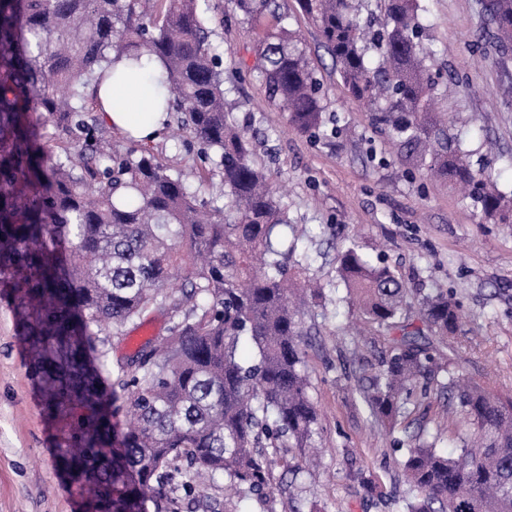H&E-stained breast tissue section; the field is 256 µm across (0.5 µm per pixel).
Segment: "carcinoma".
Segmentation results:
<instances>
[{
    "instance_id": "carcinoma-1",
    "label": "carcinoma",
    "mask_w": 512,
    "mask_h": 512,
    "mask_svg": "<svg viewBox=\"0 0 512 512\" xmlns=\"http://www.w3.org/2000/svg\"><path fill=\"white\" fill-rule=\"evenodd\" d=\"M368 30L363 0H296L314 21L353 98L379 120L412 167L464 187L485 220L512 224V191L473 167L437 111V84L421 38L419 0H379ZM260 29L257 77L268 101L297 130L324 125L326 90L306 48L288 27L286 0H230ZM500 48L512 46V0H486ZM221 24L208 0H0V283L9 285L43 409L61 423V463L87 488L90 512H145L149 495L174 481L198 487L222 478L236 489L272 485L288 469L283 448H309L317 423L304 360L303 317L323 286L306 275L290 220L226 112ZM380 60L373 64L369 51ZM155 56L170 92L167 110L198 146L216 153L227 204L205 208L187 180L148 151L112 150L95 87L112 62ZM51 127L57 152L46 150ZM348 299L392 339L362 399L374 422L393 431L409 405L443 376L448 403L473 426L457 455L418 437L407 449L411 494L404 512H512V399L490 395L438 346L459 330L453 294L419 299L421 325L398 321L410 289L387 264L348 247L337 252ZM152 311L169 315L107 382L98 333ZM253 361L238 354L242 341ZM130 416L115 428L120 411Z\"/></svg>"
}]
</instances>
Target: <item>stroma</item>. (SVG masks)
Segmentation results:
<instances>
[{"label": "stroma", "mask_w": 512, "mask_h": 512, "mask_svg": "<svg viewBox=\"0 0 512 512\" xmlns=\"http://www.w3.org/2000/svg\"><path fill=\"white\" fill-rule=\"evenodd\" d=\"M483 0H422L423 43L442 95L439 106L470 152L474 167L491 170L501 189L512 188V57L500 60L486 34ZM223 19L213 38L222 55L227 109L253 134V157L264 165L286 204L311 276L327 287L325 308L305 316L306 367L318 408L313 467H301L299 449L284 455L294 473L273 471L277 512H403L407 494L403 452L394 439L439 435V452L458 451L465 419L431 391L395 433L378 430L360 398L375 374L388 338L358 320L337 276L338 250L353 247L371 261L394 267L409 288L455 295L464 311L461 333L443 346L448 360L492 393L512 396V224H491L474 202L446 186L406 172L398 147L376 109L345 89L318 28L296 8L295 29L327 89L328 122L313 136L291 127L287 113L267 101L252 69L257 34L227 0H212ZM149 150L172 170L200 163L195 149L170 131ZM214 169V162H207ZM165 315L128 326L122 337L99 335L106 364L162 335ZM57 428L43 413L31 376L28 347L18 336L10 303L0 298V512H84L78 484L58 471Z\"/></svg>", "instance_id": "obj_1"}]
</instances>
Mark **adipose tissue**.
Instances as JSON below:
<instances>
[{
    "label": "adipose tissue",
    "mask_w": 512,
    "mask_h": 512,
    "mask_svg": "<svg viewBox=\"0 0 512 512\" xmlns=\"http://www.w3.org/2000/svg\"><path fill=\"white\" fill-rule=\"evenodd\" d=\"M115 69V80L98 90L103 119L135 141L156 140L167 120L161 94L130 60H121Z\"/></svg>",
    "instance_id": "obj_1"
}]
</instances>
